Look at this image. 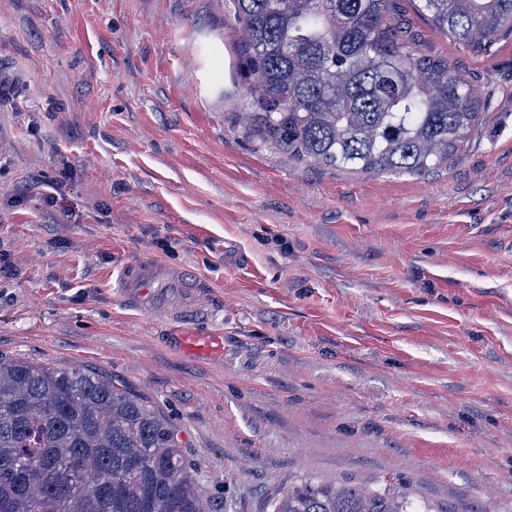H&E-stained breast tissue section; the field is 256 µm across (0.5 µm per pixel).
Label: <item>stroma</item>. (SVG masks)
<instances>
[{"mask_svg": "<svg viewBox=\"0 0 512 512\" xmlns=\"http://www.w3.org/2000/svg\"><path fill=\"white\" fill-rule=\"evenodd\" d=\"M414 22L496 90L425 177L246 136L224 0H0V356L143 397L209 512H265L308 477L512 512V39L483 63ZM140 261L195 275L222 358L120 302Z\"/></svg>", "mask_w": 512, "mask_h": 512, "instance_id": "obj_1", "label": "stroma"}]
</instances>
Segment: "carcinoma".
<instances>
[{
	"label": "carcinoma",
	"instance_id": "1",
	"mask_svg": "<svg viewBox=\"0 0 512 512\" xmlns=\"http://www.w3.org/2000/svg\"><path fill=\"white\" fill-rule=\"evenodd\" d=\"M478 59L512 37V0H409ZM238 25L245 133L305 163L430 175L472 142L494 88L429 51L402 0H224ZM272 512H434L309 478ZM0 512H207L175 430L112 379L0 357Z\"/></svg>",
	"mask_w": 512,
	"mask_h": 512
}]
</instances>
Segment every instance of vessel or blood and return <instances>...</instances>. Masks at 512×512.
Masks as SVG:
<instances>
[{"instance_id": "obj_1", "label": "vessel or blood", "mask_w": 512, "mask_h": 512, "mask_svg": "<svg viewBox=\"0 0 512 512\" xmlns=\"http://www.w3.org/2000/svg\"><path fill=\"white\" fill-rule=\"evenodd\" d=\"M117 294L132 310L159 313L169 321L183 325L199 321L208 311L201 288L181 272L152 261L125 267ZM179 345L190 354L213 355L219 352L222 340L217 336H183Z\"/></svg>"}]
</instances>
